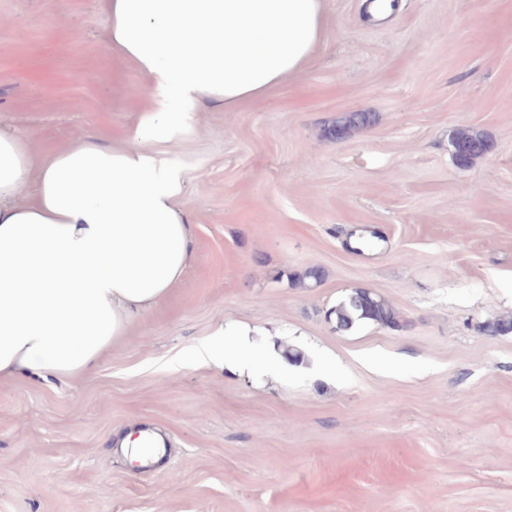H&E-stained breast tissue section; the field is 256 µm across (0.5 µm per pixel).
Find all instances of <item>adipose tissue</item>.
<instances>
[{"instance_id":"1","label":"adipose tissue","mask_w":512,"mask_h":512,"mask_svg":"<svg viewBox=\"0 0 512 512\" xmlns=\"http://www.w3.org/2000/svg\"><path fill=\"white\" fill-rule=\"evenodd\" d=\"M106 12L152 108L129 146L88 138L46 162L0 133V379L90 374L165 298L190 264L191 228L176 172L147 143L297 74L324 24L322 0H106Z\"/></svg>"}]
</instances>
